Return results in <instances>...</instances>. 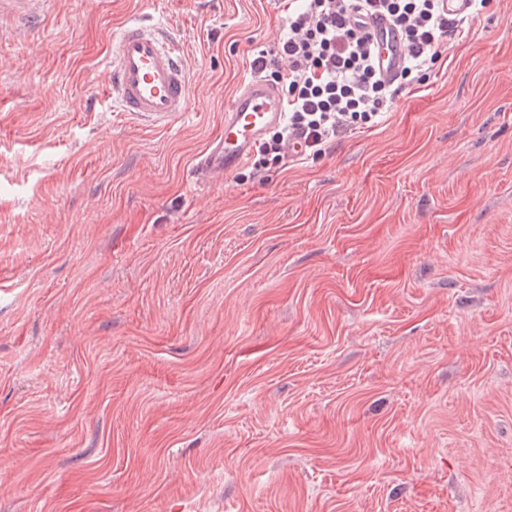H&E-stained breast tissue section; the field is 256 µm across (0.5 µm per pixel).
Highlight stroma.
<instances>
[{
    "label": "stroma",
    "mask_w": 512,
    "mask_h": 512,
    "mask_svg": "<svg viewBox=\"0 0 512 512\" xmlns=\"http://www.w3.org/2000/svg\"><path fill=\"white\" fill-rule=\"evenodd\" d=\"M146 16L166 126L106 93ZM283 20L0 12V512H512V0L378 126L197 182ZM107 91L119 112L151 125L187 115L184 48L160 23L132 21L113 39Z\"/></svg>",
    "instance_id": "1"
}]
</instances>
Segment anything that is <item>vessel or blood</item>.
I'll use <instances>...</instances> for the list:
<instances>
[{
    "mask_svg": "<svg viewBox=\"0 0 512 512\" xmlns=\"http://www.w3.org/2000/svg\"><path fill=\"white\" fill-rule=\"evenodd\" d=\"M380 48V65L392 73L404 57L402 42L385 19L371 20ZM107 91L119 111L152 125L185 117L189 108V76L184 48L158 23L132 21L114 38ZM279 89L253 73L237 87L224 108V130L199 159L196 174L207 179L242 166L260 139L285 119Z\"/></svg>",
    "mask_w": 512,
    "mask_h": 512,
    "instance_id": "vessel-or-blood-1",
    "label": "vessel or blood"
}]
</instances>
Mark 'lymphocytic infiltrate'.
<instances>
[{"instance_id":"1","label":"lymphocytic infiltrate","mask_w":512,"mask_h":512,"mask_svg":"<svg viewBox=\"0 0 512 512\" xmlns=\"http://www.w3.org/2000/svg\"><path fill=\"white\" fill-rule=\"evenodd\" d=\"M445 0H287L285 35L272 49L256 48L250 70L278 85L286 121L269 131L254 152L255 169L282 164L288 138L299 133L304 157L321 155L337 138L382 121L403 90L423 82L448 40L465 39L488 0H469L449 15ZM386 18L406 53L393 79L376 66L377 47L367 28Z\"/></svg>"}]
</instances>
